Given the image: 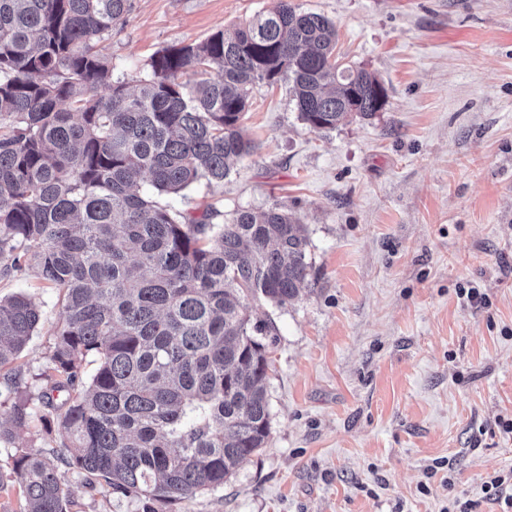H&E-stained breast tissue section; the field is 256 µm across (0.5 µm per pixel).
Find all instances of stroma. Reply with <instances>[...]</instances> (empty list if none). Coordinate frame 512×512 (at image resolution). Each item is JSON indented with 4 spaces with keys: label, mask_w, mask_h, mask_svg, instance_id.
I'll return each instance as SVG.
<instances>
[{
    "label": "stroma",
    "mask_w": 512,
    "mask_h": 512,
    "mask_svg": "<svg viewBox=\"0 0 512 512\" xmlns=\"http://www.w3.org/2000/svg\"><path fill=\"white\" fill-rule=\"evenodd\" d=\"M337 27L342 63L373 73L387 104L315 131L290 84H258L243 134L254 154L223 183L164 203L224 216L277 203L310 239L308 288L274 320L270 435L187 512H502L489 475L512 469V0H293ZM107 41L129 84L158 49L233 30L274 0H131ZM463 288L485 293L477 306ZM41 323L14 365L30 388L60 321L54 293L0 280ZM448 459L449 470H432ZM67 512H139L61 466Z\"/></svg>",
    "instance_id": "1"
}]
</instances>
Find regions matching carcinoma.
I'll use <instances>...</instances> for the list:
<instances>
[{"label":"carcinoma","mask_w":512,"mask_h":512,"mask_svg":"<svg viewBox=\"0 0 512 512\" xmlns=\"http://www.w3.org/2000/svg\"><path fill=\"white\" fill-rule=\"evenodd\" d=\"M130 8L0 0V278L33 269L61 308L42 390L0 402L22 512H67L56 460L20 443L37 420L61 431V461L88 485L142 512L224 486L265 447L276 327L251 322L248 302L281 308L307 287L304 225L277 203L222 223L211 205L174 212L140 179L160 195L223 182L253 152L240 128L258 83L291 81L316 131L386 104L372 73L337 59L335 24L291 0L155 52L130 89L102 47ZM40 320L26 295L0 300L1 369Z\"/></svg>","instance_id":"carcinoma-1"}]
</instances>
